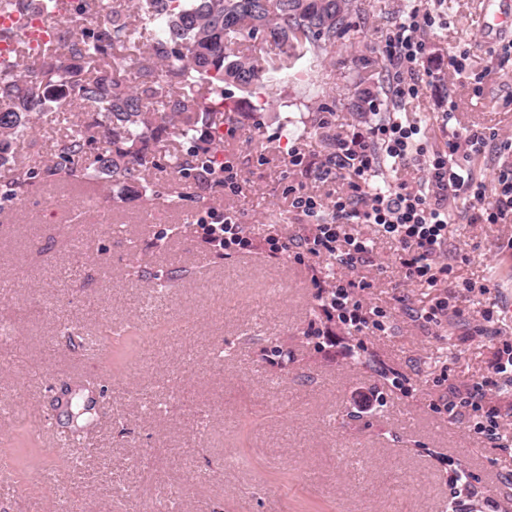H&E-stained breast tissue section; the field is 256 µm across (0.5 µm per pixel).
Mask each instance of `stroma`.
Wrapping results in <instances>:
<instances>
[{
    "instance_id": "obj_1",
    "label": "stroma",
    "mask_w": 512,
    "mask_h": 512,
    "mask_svg": "<svg viewBox=\"0 0 512 512\" xmlns=\"http://www.w3.org/2000/svg\"><path fill=\"white\" fill-rule=\"evenodd\" d=\"M354 29L320 72L300 68L264 109L244 114L224 135V158L239 174V191L212 182L174 179L165 140L142 180L147 195L114 197L92 188L97 205L75 222L79 184L66 175L37 178L17 199L0 202V458L19 444L36 448L55 468L66 495L32 473L0 488L8 512H468L490 498L512 512V447L484 446L467 424L449 421L432 402L442 383L481 380L512 340V251L501 244L511 224L448 227V320L411 321L441 289L407 283L398 246L376 227L366 302L382 308L392 330L360 341L337 330L321 342L315 290L306 265L271 263L245 253L222 259L199 243V220L237 214L261 236L296 231L306 218L293 209L289 186L303 185L331 204L339 182L314 180L288 163L297 149L309 162L329 149L321 131L346 133L387 119L358 116L345 105L353 61L363 53L389 83L382 53L403 0H363ZM489 0H445L446 25L429 36L425 66L444 69L467 53L463 74L423 84L406 98L402 118L426 128V146L441 149L444 127L481 128L512 136V29L480 28ZM450 123H443L444 111ZM86 116L73 106L59 120H38L33 149L52 161L54 142ZM38 307L23 319L20 304ZM493 312L499 338L479 335ZM82 336L106 327L153 341L152 355L126 366L114 357L111 376L94 393L86 425L94 452L81 474L70 454L32 435L10 410L52 413L60 390L104 363L77 354L57 337L62 325Z\"/></svg>"
}]
</instances>
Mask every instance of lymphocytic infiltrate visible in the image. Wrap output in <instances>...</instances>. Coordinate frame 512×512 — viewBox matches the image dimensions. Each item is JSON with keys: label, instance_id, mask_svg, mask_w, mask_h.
I'll return each mask as SVG.
<instances>
[{"label": "lymphocytic infiltrate", "instance_id": "lymphocytic-infiltrate-1", "mask_svg": "<svg viewBox=\"0 0 512 512\" xmlns=\"http://www.w3.org/2000/svg\"><path fill=\"white\" fill-rule=\"evenodd\" d=\"M443 0H406L394 28L388 33L383 54L395 73L389 94L394 103L418 91V74L427 56V35L442 25L438 9ZM421 125L389 116L367 131H352L334 139L330 152L314 167L316 178L342 179L332 205H324L303 188L292 191L291 205L308 220L302 233L280 239L259 237L233 214L223 223L202 227L204 248L221 257L243 251H262L279 261L294 257H325L334 260L343 276L324 268L313 269L310 281L316 290L318 311L326 326H342L349 332L371 336L391 329L382 310L368 306L363 292L371 288L355 271L369 263L373 242L346 236L348 224L379 226L400 248L399 261L407 282L430 287L447 283L451 266L447 259L448 227L466 224H507L512 222V138L491 144L480 128L448 133L444 149L428 150ZM494 151L504 165L493 195L477 181L469 166L471 158ZM415 162L421 171L414 183L395 186L378 184L383 167ZM494 380L465 388H453L440 395L439 404L449 420L468 423L491 448L503 447L512 436V420L500 413L492 398L512 388V342L503 341L500 357L493 364Z\"/></svg>", "mask_w": 512, "mask_h": 512}]
</instances>
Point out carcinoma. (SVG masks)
<instances>
[{
    "instance_id": "cac0c4a2",
    "label": "carcinoma",
    "mask_w": 512,
    "mask_h": 512,
    "mask_svg": "<svg viewBox=\"0 0 512 512\" xmlns=\"http://www.w3.org/2000/svg\"><path fill=\"white\" fill-rule=\"evenodd\" d=\"M356 0H82L65 31L24 68L0 61V199L10 201L39 174L66 173L109 183L120 196L138 194L140 175L154 162V146L169 138L191 143L173 157L174 172L199 181L224 173V133L251 108L253 87L285 82L295 61L314 68L353 30ZM96 10L110 22L90 31L84 17ZM262 31L279 53L264 60L241 50L245 36ZM138 83L131 85L129 71ZM376 61L356 59L355 92L348 109L375 111ZM246 97L228 106L222 84ZM78 103L90 121L56 144L57 163L40 167L33 145L34 118ZM95 152L94 165L76 162ZM55 408L74 418L91 410L66 391Z\"/></svg>"
}]
</instances>
